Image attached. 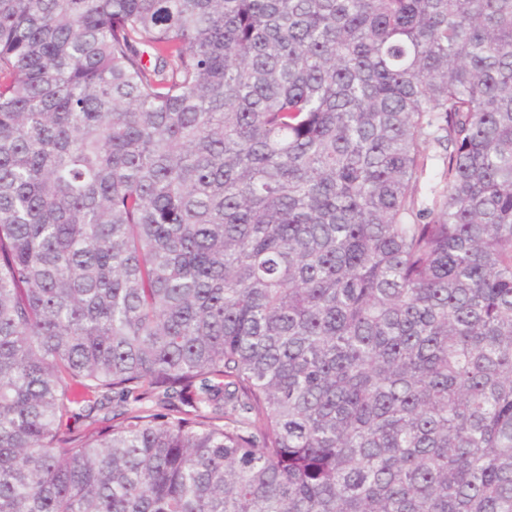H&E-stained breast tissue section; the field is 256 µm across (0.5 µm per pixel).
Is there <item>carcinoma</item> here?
I'll list each match as a JSON object with an SVG mask.
<instances>
[{
  "instance_id": "obj_1",
  "label": "carcinoma",
  "mask_w": 512,
  "mask_h": 512,
  "mask_svg": "<svg viewBox=\"0 0 512 512\" xmlns=\"http://www.w3.org/2000/svg\"><path fill=\"white\" fill-rule=\"evenodd\" d=\"M0 512H512V0H0ZM443 153V149L434 143H431L425 152L424 171L420 181L421 198L431 197L430 188L436 187L441 181ZM77 412H80L81 414L77 415L78 417L75 420L71 419L68 423L76 431H83L86 429L91 430L94 428L112 425V412H108L106 410L96 412L91 418L86 417L85 412Z\"/></svg>"
}]
</instances>
